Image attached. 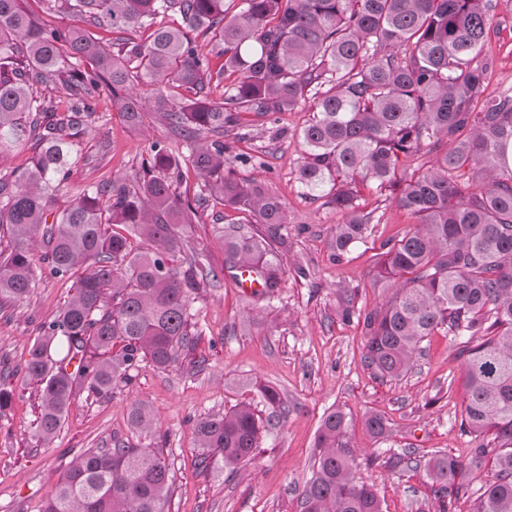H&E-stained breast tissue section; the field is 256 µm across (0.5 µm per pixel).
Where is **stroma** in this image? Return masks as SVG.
<instances>
[{"label": "stroma", "mask_w": 512, "mask_h": 512, "mask_svg": "<svg viewBox=\"0 0 512 512\" xmlns=\"http://www.w3.org/2000/svg\"><path fill=\"white\" fill-rule=\"evenodd\" d=\"M483 54L491 63L484 95L512 90V4L501 2L495 9ZM310 118V110L302 106L278 114L272 123L244 124L223 138L234 177L265 182L287 212L288 245L274 294L246 295L225 271L217 233L234 214L209 201L198 220L183 229L220 279L219 288L191 298L194 350L166 368L143 363L134 379L118 384L111 397H79L50 443L36 435L37 385L24 366L41 323L59 315L76 281L45 277L29 299L0 305V358L14 369L15 390L9 409L0 414V512H40L77 455L118 442L162 449L174 476L170 512H301L317 431L332 406L342 407L355 421L352 440L365 460L359 474L375 484L384 512H440L423 473L393 466L390 456L411 447L427 458L448 453L467 459L473 442L459 430L466 390L458 342L446 331L435 332L413 369L391 382L373 379L362 367V327L342 319L341 296L344 289L358 288L357 305L365 310L387 300L391 290L376 277L380 245L400 238L416 219L398 208L388 191L362 188L358 202L373 219L368 236L335 260L331 239L340 216L298 180L300 133ZM157 140L169 141L180 163H187L185 144L173 139L153 113L132 128L107 98L98 99L93 121L75 141L74 163L58 206L138 171ZM244 155L260 156L262 162L241 163ZM265 386L277 389L288 407L287 418L263 437L254 459L235 477L217 463L199 469L196 420L243 402L269 417L272 408L261 393ZM137 401L153 411L156 427L151 433L129 424V409ZM369 411L387 419L385 437L376 439L364 431L361 419Z\"/></svg>", "instance_id": "1"}]
</instances>
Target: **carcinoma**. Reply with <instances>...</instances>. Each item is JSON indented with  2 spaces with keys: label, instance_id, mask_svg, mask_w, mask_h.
Wrapping results in <instances>:
<instances>
[{
  "label": "carcinoma",
  "instance_id": "carcinoma-1",
  "mask_svg": "<svg viewBox=\"0 0 512 512\" xmlns=\"http://www.w3.org/2000/svg\"><path fill=\"white\" fill-rule=\"evenodd\" d=\"M22 2L0 0V158L32 135L41 150L24 171L0 173V229L14 239L0 252V303L29 298L45 270L60 280L81 272L75 295L40 325L25 363L40 387L39 440L54 438L80 392L105 398L144 361L176 363L195 341L191 295L220 286L180 230L208 199L175 193L184 172L165 141L151 143L148 175L55 207L73 139L93 117L95 99L110 97L136 127L143 105L127 87L134 79L154 87L152 109L189 148L196 175L224 208L245 214L222 231L226 263L237 273L259 271L271 294L288 235L285 207L264 185L224 174L221 135L244 112L264 122L310 98L298 179L342 216L332 239L336 259L368 236L372 215L360 209L359 188L389 190L416 217L403 237L380 245L377 277L393 289L388 301L362 311L359 288L344 291L342 316L357 319L365 336L363 368L393 381L412 370L434 332L464 338L459 429L478 441L468 465L448 454L426 460L413 448L391 460L423 470L441 512H452L467 494L458 482L463 469L478 471L490 456L495 473L474 512H512V91L482 96L489 63L477 62L493 0H241L231 17L224 0H46L49 11L110 25L118 34L110 50L82 27L37 22ZM165 15L179 25H161ZM198 30L212 35L224 71L236 75L216 99L210 59L190 36ZM131 31L146 37L126 36ZM55 83L67 90L62 118L54 101L35 94ZM423 150L435 154L433 169L407 167ZM136 237L146 247L135 252L129 239ZM2 364L0 413L13 399ZM129 422L153 429L149 405L134 403ZM350 424L338 407L325 412L301 512H383L374 486L356 476ZM363 424L375 438L388 433L378 413ZM271 428L246 402L199 419L198 466L217 457L237 471ZM489 432L492 445L484 443ZM171 481L157 448L88 450L41 512H165Z\"/></svg>",
  "mask_w": 512,
  "mask_h": 512
}]
</instances>
